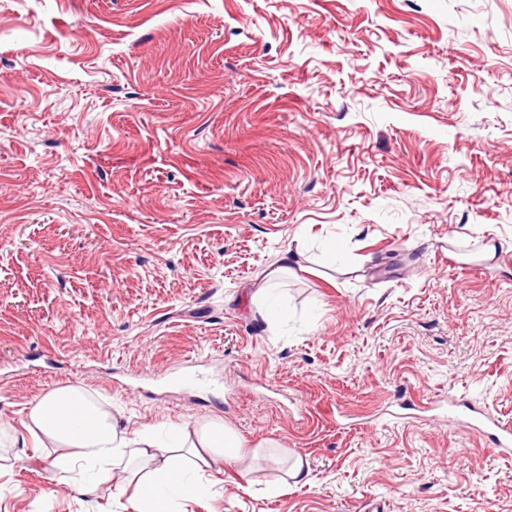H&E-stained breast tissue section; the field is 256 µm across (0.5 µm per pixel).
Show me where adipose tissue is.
Returning a JSON list of instances; mask_svg holds the SVG:
<instances>
[{
  "label": "adipose tissue",
  "mask_w": 512,
  "mask_h": 512,
  "mask_svg": "<svg viewBox=\"0 0 512 512\" xmlns=\"http://www.w3.org/2000/svg\"><path fill=\"white\" fill-rule=\"evenodd\" d=\"M26 428L31 435L43 436L60 447L51 462L59 473L77 466L101 470L125 460L146 459L148 471L136 478L142 512H172L174 501L200 496L202 487L196 476L205 467L241 457L239 435L221 421L172 427V448L181 450L174 456L171 448L159 446L151 431L122 428L111 409L75 387L38 399L29 409Z\"/></svg>",
  "instance_id": "ef3b65f1"
}]
</instances>
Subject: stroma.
Here are the masks:
<instances>
[{"mask_svg":"<svg viewBox=\"0 0 512 512\" xmlns=\"http://www.w3.org/2000/svg\"><path fill=\"white\" fill-rule=\"evenodd\" d=\"M66 387L308 464L180 512H512V0H0V512H139L25 430ZM466 426L473 432H482L485 428L495 431L494 446L492 450L500 457L512 458V423L504 421L501 417L485 408L480 417L466 422Z\"/></svg>","mask_w":512,"mask_h":512,"instance_id":"1","label":"stroma"}]
</instances>
